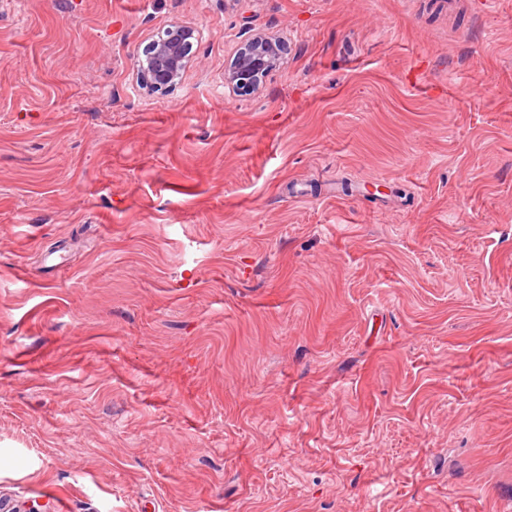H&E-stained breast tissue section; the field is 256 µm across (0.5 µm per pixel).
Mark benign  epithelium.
I'll use <instances>...</instances> for the list:
<instances>
[{"mask_svg":"<svg viewBox=\"0 0 512 512\" xmlns=\"http://www.w3.org/2000/svg\"><path fill=\"white\" fill-rule=\"evenodd\" d=\"M201 36V30L189 22L169 24L143 48L134 72L136 83L156 91L176 88L193 61V46ZM283 51V40L252 34L225 67L224 88L236 91L259 87L280 63Z\"/></svg>","mask_w":512,"mask_h":512,"instance_id":"7a95c632","label":"benign epithelium"}]
</instances>
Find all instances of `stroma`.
Here are the masks:
<instances>
[{
	"label": "stroma",
	"mask_w": 512,
	"mask_h": 512,
	"mask_svg": "<svg viewBox=\"0 0 512 512\" xmlns=\"http://www.w3.org/2000/svg\"><path fill=\"white\" fill-rule=\"evenodd\" d=\"M0 0V499L512 512V0ZM175 20L203 38L136 85ZM282 36L256 92L224 67ZM201 36V30L189 22L169 24L143 48L134 72L136 83L156 91L176 88L193 61L194 42Z\"/></svg>",
	"instance_id": "35a3bbf8"
}]
</instances>
